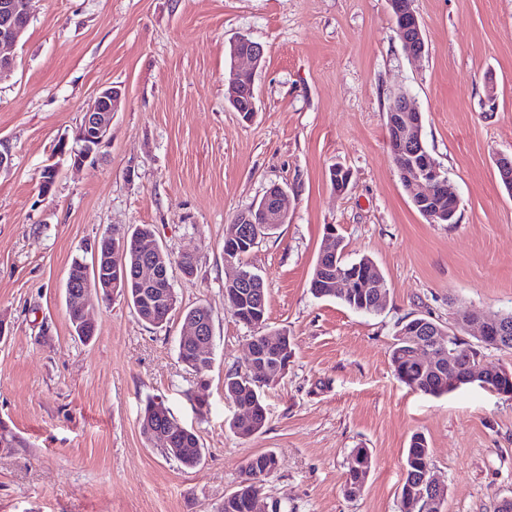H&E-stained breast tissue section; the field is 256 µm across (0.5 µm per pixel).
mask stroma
I'll use <instances>...</instances> for the list:
<instances>
[{
    "label": "stroma",
    "instance_id": "stroma-1",
    "mask_svg": "<svg viewBox=\"0 0 512 512\" xmlns=\"http://www.w3.org/2000/svg\"><path fill=\"white\" fill-rule=\"evenodd\" d=\"M413 8L418 58L387 0H31L8 50L15 66L0 75V138L13 153L0 174V512H217L243 461L267 451L279 466L262 487L265 512H400L416 433L448 486L444 512H494L512 497V399L475 384L426 395L390 361L410 319L512 312V192L495 166L512 154V0ZM240 35L265 52L248 122L224 101L227 46ZM112 85L124 101L108 140L73 167L58 146ZM400 91L459 199L456 223H428L401 182L387 132ZM336 164L351 175L340 194ZM274 183L288 192V219L247 257L268 288V320L249 326L224 301V234ZM139 224L195 260L193 275H174L168 325L115 297L95 303L96 333L79 340L66 311L72 259ZM328 224L345 260L370 258L384 276L380 313L311 294ZM198 305L213 319L202 382L178 358L184 314ZM282 329L293 355L261 388L266 426L238 437L224 377L247 369L251 337ZM152 398L197 435L195 467L143 434ZM356 448L372 469L350 498Z\"/></svg>",
    "mask_w": 512,
    "mask_h": 512
}]
</instances>
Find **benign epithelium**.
Returning <instances> with one entry per match:
<instances>
[{"mask_svg":"<svg viewBox=\"0 0 512 512\" xmlns=\"http://www.w3.org/2000/svg\"><path fill=\"white\" fill-rule=\"evenodd\" d=\"M396 22L395 31L406 51L418 56L425 50V41L419 19L412 7V0H388ZM29 0H0V49L16 44L29 23ZM264 56L261 44L240 36L229 45L230 81L228 104L246 119L256 111L254 77ZM122 92L111 86L96 97L91 110L85 113L76 135V146L66 149L59 145L62 154L69 155L72 164L80 166L96 155L106 142L112 121L119 111ZM390 127L394 132L392 154L399 167L401 180L410 193L413 205L421 208L431 223L438 224L455 214L459 199L448 192L446 178L440 166L424 151L422 141V116L408 96L398 93L390 105ZM287 193L275 184L269 187L262 199L248 209L238 213L224 237L226 248L224 263L234 269L227 282L229 288H239L249 282L250 274L235 263L233 244L241 237V225L260 224L262 229H274L286 220ZM341 250V240L336 226L328 225L325 232L321 258H329L330 264L322 266L328 273L327 283L338 291H348L359 283L362 288H378V269L368 267L362 277L336 269V256ZM92 268L82 271L80 277H67V311L73 317L82 336H92L96 324L89 318L87 308L92 298L122 296L129 299V290L139 289L141 304L137 315L155 325H164L175 309L176 297L168 273L169 266L163 250L154 243L153 237L114 232L91 243ZM188 331L180 343L192 344L199 357L212 343V317L197 313L185 318ZM477 325L480 341L488 347L503 348L512 343V316L500 315L489 319L481 313L466 310L456 313L454 324L448 331ZM411 336H422L412 351L413 360L422 368H433L438 361L447 363L448 391L463 384L477 382L482 387L501 396L512 398V371L499 368L492 374L463 364L458 350L443 353L440 350L443 330L427 319L412 323ZM281 338L265 337L264 348L249 347L250 370L263 380L272 375L271 362L279 355ZM422 499L425 508L436 509L447 496V486L439 481L432 470L425 471L422 478Z\"/></svg>","mask_w":512,"mask_h":512,"instance_id":"7a95c632","label":"benign epithelium"}]
</instances>
